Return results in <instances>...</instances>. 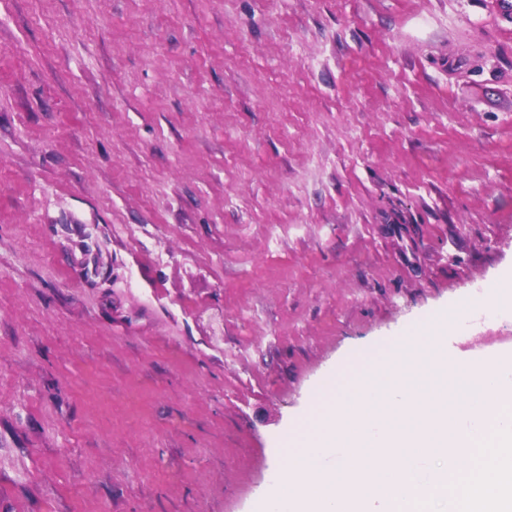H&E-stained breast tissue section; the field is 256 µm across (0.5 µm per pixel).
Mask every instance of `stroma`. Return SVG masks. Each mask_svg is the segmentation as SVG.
I'll return each mask as SVG.
<instances>
[{
	"instance_id": "1",
	"label": "stroma",
	"mask_w": 512,
	"mask_h": 512,
	"mask_svg": "<svg viewBox=\"0 0 512 512\" xmlns=\"http://www.w3.org/2000/svg\"><path fill=\"white\" fill-rule=\"evenodd\" d=\"M511 272L503 0H0V512H250Z\"/></svg>"
}]
</instances>
